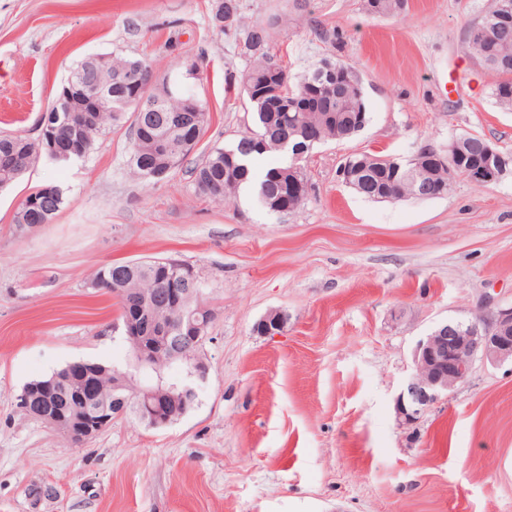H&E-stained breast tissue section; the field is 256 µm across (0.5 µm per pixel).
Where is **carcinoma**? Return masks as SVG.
<instances>
[{
	"mask_svg": "<svg viewBox=\"0 0 512 512\" xmlns=\"http://www.w3.org/2000/svg\"><path fill=\"white\" fill-rule=\"evenodd\" d=\"M235 3L232 25H224L226 3ZM210 23L223 35L234 39L242 55L250 62L242 74L241 92L252 108L253 126L248 128L234 143L214 146L196 159L190 168L195 187L217 201L232 198L242 186L253 182L258 200L271 212L288 214L299 208L308 198L311 184L304 166L303 156L309 152L313 138L320 141L343 140L356 134L355 102L349 100L336 105V96L328 95L326 84L332 72L352 71L345 63L329 59L320 61L312 69L291 78L281 60L270 48L267 27L260 23H242V0H211ZM501 22L497 9H492L480 21L471 25L481 31L474 39H468L469 47L489 74L497 77L492 85L496 102L512 110V43L505 45L498 36ZM154 74L150 64L137 58L120 54L112 55L111 68L105 72L94 70L84 58L71 70V82L93 92L101 84H109L111 91L99 99V111L88 113L89 121L83 127L82 136L88 150H93L108 129L118 127L131 116L130 133L132 147L127 157V167L132 177L146 183H156L181 167L196 153L187 141L188 131L179 119L182 117L184 99L195 95L188 83L192 75L155 78L148 85L143 76ZM154 102L156 111L144 114L138 120L134 103L141 98ZM45 124L59 138L68 137L73 130L71 113L49 108L42 114ZM277 154L281 161L266 167L265 174L252 181L249 159L253 154ZM43 155L39 148L27 142L21 135H0V188L16 182ZM484 163L474 151L464 149L458 162L446 169L420 171L415 166L403 165L394 171L386 160L374 161L360 154L343 164L352 169L353 178L371 181L379 190L386 191L396 201L415 198L411 193L413 179H423L433 184L467 178L470 167ZM171 266L161 259L134 260L130 272L120 285L113 283L112 265L101 266L90 287L106 290L118 299L119 308L127 310L124 295L135 288L150 292L160 286ZM99 399L94 410L112 411V367L99 365ZM75 384L60 383L65 400L64 410L81 416L87 410L72 394Z\"/></svg>",
	"mask_w": 512,
	"mask_h": 512,
	"instance_id": "1",
	"label": "carcinoma"
}]
</instances>
